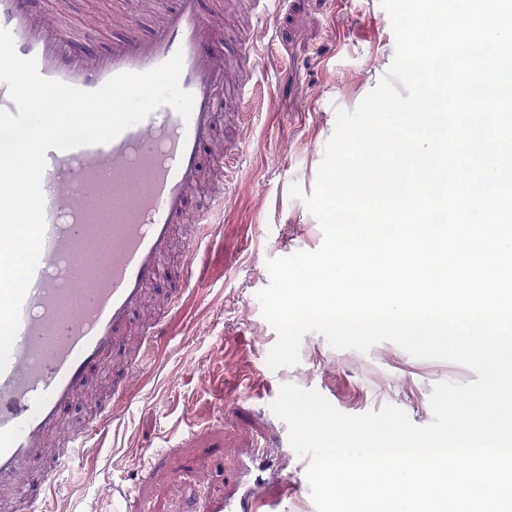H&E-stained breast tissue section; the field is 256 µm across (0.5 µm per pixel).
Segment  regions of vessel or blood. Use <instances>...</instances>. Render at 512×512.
<instances>
[{"mask_svg":"<svg viewBox=\"0 0 512 512\" xmlns=\"http://www.w3.org/2000/svg\"><path fill=\"white\" fill-rule=\"evenodd\" d=\"M0 28L43 78L86 91L182 53L180 85L193 96L189 117L165 105L110 142L46 153L41 256L0 373V512H35L96 433L92 426L62 431L63 412L132 331L134 312L179 245L177 229L193 222L200 244L223 221V197L196 208L190 199L203 180L230 64L219 51L224 34L202 0H176L150 35L125 24L108 50L76 48L61 33L60 12L37 16L31 0H0ZM234 92L246 115L264 97L244 74ZM248 500L250 512H288L283 495L264 486L250 488Z\"/></svg>","mask_w":512,"mask_h":512,"instance_id":"b4317fda","label":"vessel or blood"}]
</instances>
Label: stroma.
Segmentation results:
<instances>
[{"label": "stroma", "instance_id": "stroma-1", "mask_svg": "<svg viewBox=\"0 0 512 512\" xmlns=\"http://www.w3.org/2000/svg\"><path fill=\"white\" fill-rule=\"evenodd\" d=\"M67 21L82 41L111 48L121 31L102 21L104 0H69ZM282 0L269 25L257 24L250 0L224 14L237 37L266 46L262 109L245 128L230 96L224 115L225 167L235 191L224 196V223L197 257L205 271L187 288L185 311L162 353L131 392L120 419H105L81 472L63 474L39 512H194L203 500L241 498L281 475L292 512H310V487L271 404L282 384L317 390L339 411L357 415L390 403L418 425L431 421L429 398L441 381L467 383L468 368L417 359L391 342L369 352L336 350L305 335L300 362L271 369L276 332L257 293L270 282L267 259L317 250L323 233L304 197L335 129L336 111L354 110L395 58L392 25L380 0ZM299 183L303 198L291 197ZM229 396L215 408L210 380Z\"/></svg>", "mask_w": 512, "mask_h": 512}]
</instances>
